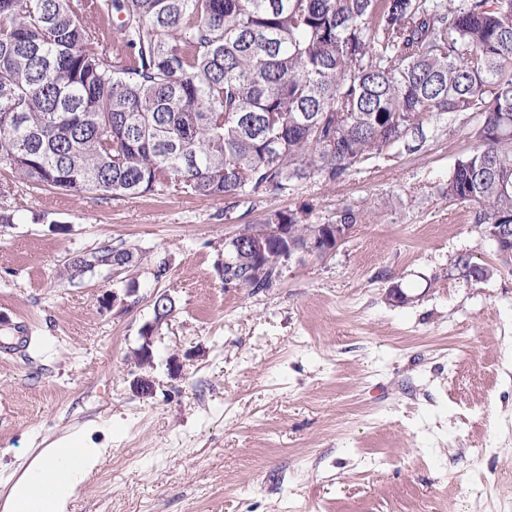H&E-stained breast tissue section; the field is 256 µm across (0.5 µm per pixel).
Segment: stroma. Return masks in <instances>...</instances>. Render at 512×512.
<instances>
[{
  "label": "stroma",
  "instance_id": "1",
  "mask_svg": "<svg viewBox=\"0 0 512 512\" xmlns=\"http://www.w3.org/2000/svg\"><path fill=\"white\" fill-rule=\"evenodd\" d=\"M479 114L434 119L422 149L333 183L237 198L13 185L0 209V506L52 442L107 454L68 512H512V265L443 195ZM361 217L323 257L256 294L225 284L224 244L274 211ZM135 267L68 281L102 245ZM488 267L468 282L460 259ZM167 262L163 278L153 269ZM401 286L406 303L388 298ZM136 288L133 302L106 294ZM155 392L130 383L153 298ZM182 374H173L170 357Z\"/></svg>",
  "mask_w": 512,
  "mask_h": 512
}]
</instances>
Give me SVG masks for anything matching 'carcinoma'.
<instances>
[{
	"mask_svg": "<svg viewBox=\"0 0 512 512\" xmlns=\"http://www.w3.org/2000/svg\"><path fill=\"white\" fill-rule=\"evenodd\" d=\"M121 48L72 0H0V164L33 188L102 198L286 194L425 142L478 112L443 192L512 235V0H96ZM418 144L406 142L409 133ZM308 247L316 225L276 212ZM252 225L225 248L248 293ZM101 260L132 261L103 245ZM75 3H78L77 12L79 18L84 21L87 26H91L94 28L99 34L100 38L103 39L104 42L108 44V46L115 47L118 43V32L116 30L115 22L117 21L116 16L112 15V17L107 18L98 14L94 9L85 10L80 6V2L82 1H91V0H74ZM79 1V2H77Z\"/></svg>",
	"mask_w": 512,
	"mask_h": 512,
	"instance_id": "carcinoma-1",
	"label": "carcinoma"
}]
</instances>
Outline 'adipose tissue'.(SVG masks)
Segmentation results:
<instances>
[{"label": "adipose tissue", "instance_id": "1", "mask_svg": "<svg viewBox=\"0 0 512 512\" xmlns=\"http://www.w3.org/2000/svg\"><path fill=\"white\" fill-rule=\"evenodd\" d=\"M104 455V449L92 447L82 434L49 449L14 483L5 512H67L86 475Z\"/></svg>", "mask_w": 512, "mask_h": 512}]
</instances>
